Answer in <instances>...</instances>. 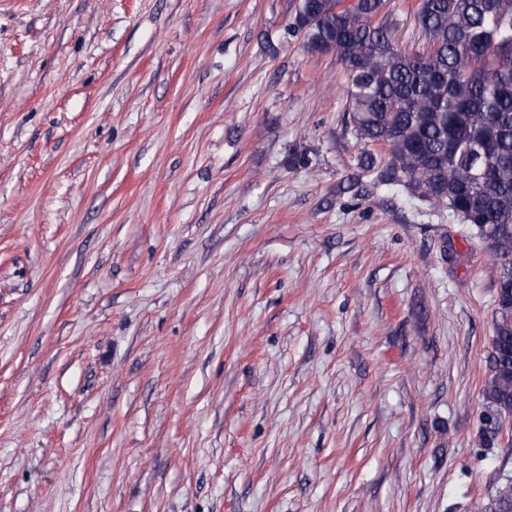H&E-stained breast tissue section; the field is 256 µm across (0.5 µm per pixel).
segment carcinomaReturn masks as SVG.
<instances>
[{"label": "carcinoma", "mask_w": 512, "mask_h": 512, "mask_svg": "<svg viewBox=\"0 0 512 512\" xmlns=\"http://www.w3.org/2000/svg\"><path fill=\"white\" fill-rule=\"evenodd\" d=\"M297 0L288 33L312 47L336 39L346 70V127L377 145L361 160L376 181L476 229L497 268L495 322L482 387L478 443L491 449L512 421V0H419L425 40L410 53L378 19L385 0ZM310 17L316 26L303 29ZM477 512H512L506 481Z\"/></svg>", "instance_id": "1"}]
</instances>
